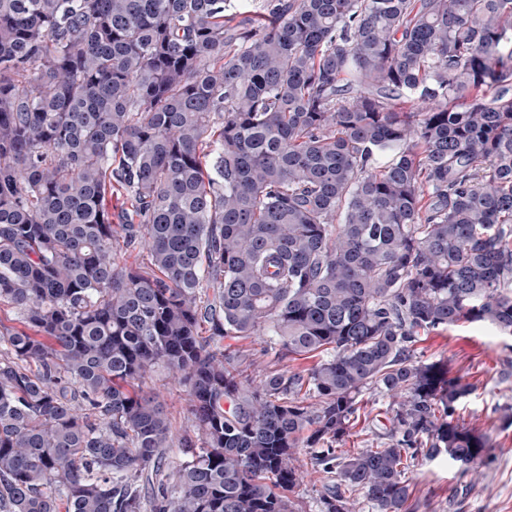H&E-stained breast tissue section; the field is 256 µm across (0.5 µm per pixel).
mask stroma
<instances>
[{
  "label": "stroma",
  "mask_w": 512,
  "mask_h": 512,
  "mask_svg": "<svg viewBox=\"0 0 512 512\" xmlns=\"http://www.w3.org/2000/svg\"><path fill=\"white\" fill-rule=\"evenodd\" d=\"M416 355L425 362H447L453 374L473 385L457 412L466 425L487 432L502 451L476 477L461 475L459 464L444 455L420 460L410 474L413 512H512V428L500 430L498 420L502 409L512 406V336L483 322L465 323L422 335ZM152 387L172 437L193 431L184 387L161 371ZM361 400L369 416L354 428L346 442L350 448L374 445L386 436L388 398L367 391Z\"/></svg>",
  "instance_id": "1"
}]
</instances>
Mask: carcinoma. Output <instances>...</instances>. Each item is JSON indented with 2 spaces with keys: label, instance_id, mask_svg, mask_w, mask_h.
I'll list each match as a JSON object with an SVG mask.
<instances>
[{
  "label": "carcinoma",
  "instance_id": "obj_1",
  "mask_svg": "<svg viewBox=\"0 0 512 512\" xmlns=\"http://www.w3.org/2000/svg\"><path fill=\"white\" fill-rule=\"evenodd\" d=\"M230 2L0 0V512H411L419 458L494 460L415 345L512 336V0ZM149 386L159 394L172 437L193 431L194 421L188 410L185 388L167 378L162 370L157 371ZM361 406L369 411L366 421L363 419L353 429V435L347 440L342 448H362L367 445L376 446L380 442H386L387 430L383 425L386 423L384 412L388 408L389 399L378 391H366L361 396ZM382 413L378 416L376 414ZM379 438V439H378ZM320 482L316 481V477L305 478L304 484L296 491V499L302 506V510L305 512H317V500L321 491Z\"/></svg>",
  "mask_w": 512,
  "mask_h": 512
}]
</instances>
